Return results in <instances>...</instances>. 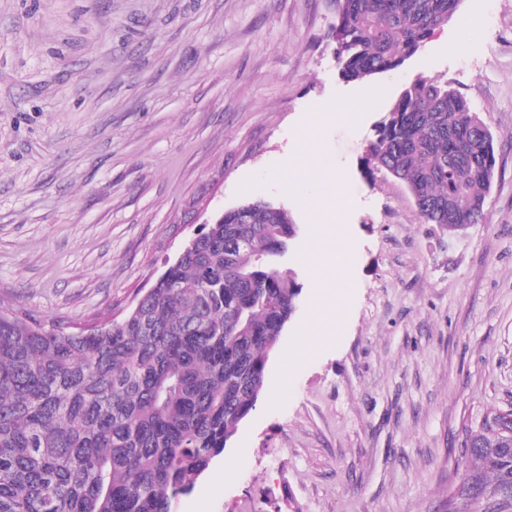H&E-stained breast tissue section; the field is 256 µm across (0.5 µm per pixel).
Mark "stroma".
<instances>
[{
	"label": "stroma",
	"mask_w": 512,
	"mask_h": 512,
	"mask_svg": "<svg viewBox=\"0 0 512 512\" xmlns=\"http://www.w3.org/2000/svg\"><path fill=\"white\" fill-rule=\"evenodd\" d=\"M336 0H0V296L121 319L203 224L254 200L302 286L255 409L173 512H443L463 420L512 406V0H462L400 69L347 81ZM418 79L479 110L483 219L424 223L363 159ZM330 165V193L311 168ZM332 232H325V225ZM342 266L335 329L308 255Z\"/></svg>",
	"instance_id": "stroma-1"
}]
</instances>
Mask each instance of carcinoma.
<instances>
[{
	"mask_svg": "<svg viewBox=\"0 0 512 512\" xmlns=\"http://www.w3.org/2000/svg\"><path fill=\"white\" fill-rule=\"evenodd\" d=\"M461 0H339L347 81L393 71ZM401 182L424 223L477 224L496 165L471 102L417 80L364 157ZM292 216L257 200L206 224L122 319L64 333L0 298V512H172L264 389L302 287L283 268ZM448 475L456 512H512V453L470 434Z\"/></svg>",
	"mask_w": 512,
	"mask_h": 512,
	"instance_id": "obj_1",
	"label": "carcinoma"
}]
</instances>
